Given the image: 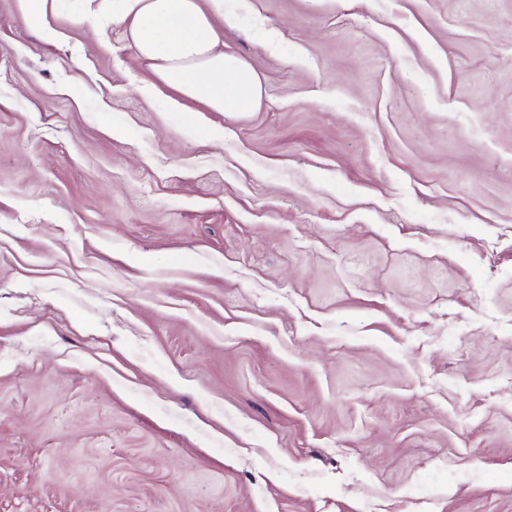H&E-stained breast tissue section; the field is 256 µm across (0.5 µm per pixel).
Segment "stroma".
<instances>
[{"label": "stroma", "instance_id": "1", "mask_svg": "<svg viewBox=\"0 0 512 512\" xmlns=\"http://www.w3.org/2000/svg\"><path fill=\"white\" fill-rule=\"evenodd\" d=\"M0 0V512H512V0H224L260 104Z\"/></svg>", "mask_w": 512, "mask_h": 512}]
</instances>
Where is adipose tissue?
Listing matches in <instances>:
<instances>
[{
    "label": "adipose tissue",
    "instance_id": "1",
    "mask_svg": "<svg viewBox=\"0 0 512 512\" xmlns=\"http://www.w3.org/2000/svg\"><path fill=\"white\" fill-rule=\"evenodd\" d=\"M75 21L121 27L154 75L213 112H243L262 97L248 63L225 54L224 0H84Z\"/></svg>",
    "mask_w": 512,
    "mask_h": 512
}]
</instances>
